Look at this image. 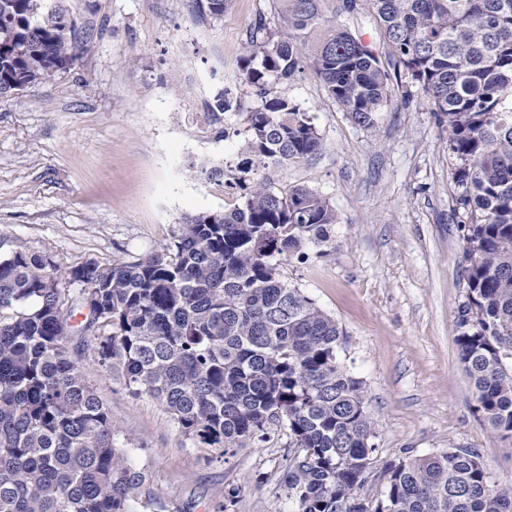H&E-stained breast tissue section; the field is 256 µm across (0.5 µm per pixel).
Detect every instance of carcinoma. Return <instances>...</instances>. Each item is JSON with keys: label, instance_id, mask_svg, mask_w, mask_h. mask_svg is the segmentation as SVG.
Masks as SVG:
<instances>
[{"label": "carcinoma", "instance_id": "1", "mask_svg": "<svg viewBox=\"0 0 512 512\" xmlns=\"http://www.w3.org/2000/svg\"><path fill=\"white\" fill-rule=\"evenodd\" d=\"M64 2L0 0V98L78 59ZM231 2L199 8L221 18ZM272 2L242 59L262 104L248 113L239 160L227 171L191 165L200 179L227 177L240 190L234 208L184 216L169 244L133 260L0 258V512H139L146 474L85 382L76 330L82 355L162 401L196 447L222 455L288 430L281 480L295 512H512V486L471 448L387 464L380 495L364 492L376 431L363 382L340 358L344 331L281 272L308 249L327 254L336 210L314 189L277 192L255 171L320 148L313 116L272 95L303 62L364 128L388 105L391 78L326 0ZM357 8L446 124L467 261L456 342L478 410L512 435V0H344L338 10ZM234 102L231 88L218 90L208 122Z\"/></svg>", "mask_w": 512, "mask_h": 512}]
</instances>
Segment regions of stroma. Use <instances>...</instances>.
Instances as JSON below:
<instances>
[{
  "label": "stroma",
  "instance_id": "35a3bbf8",
  "mask_svg": "<svg viewBox=\"0 0 512 512\" xmlns=\"http://www.w3.org/2000/svg\"><path fill=\"white\" fill-rule=\"evenodd\" d=\"M65 5L79 58L0 99V257L40 249L66 265L129 259L166 246L185 215L237 203V191L196 178L190 165L237 160L245 114L258 103L240 80L243 46L256 20L272 16V0H232L217 19L196 0ZM225 85L237 107L206 124ZM276 91L313 114L321 147L272 172L275 189L313 188L339 216L335 252L284 261V278L342 327V358L363 383L379 461L473 448L512 484V438L477 411L456 344L463 241L444 126L402 72L370 129L311 70ZM80 366L131 465L148 475L144 512H293L281 481L287 431L217 459L185 440L159 400L93 362Z\"/></svg>",
  "mask_w": 512,
  "mask_h": 512
}]
</instances>
